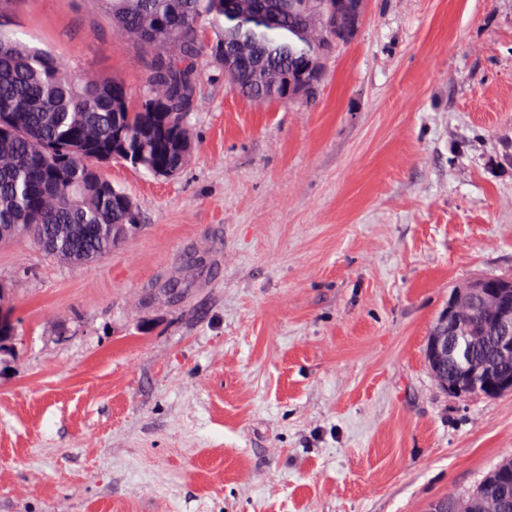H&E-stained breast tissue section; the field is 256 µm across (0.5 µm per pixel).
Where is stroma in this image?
<instances>
[{"label":"stroma","mask_w":512,"mask_h":512,"mask_svg":"<svg viewBox=\"0 0 512 512\" xmlns=\"http://www.w3.org/2000/svg\"><path fill=\"white\" fill-rule=\"evenodd\" d=\"M0 24L145 84L97 0H14ZM199 69L183 172L103 169L140 212L125 244L81 267L0 244V512L468 496L512 456V392L456 397L423 349L453 288L512 278V0H367L312 105Z\"/></svg>","instance_id":"obj_1"}]
</instances>
